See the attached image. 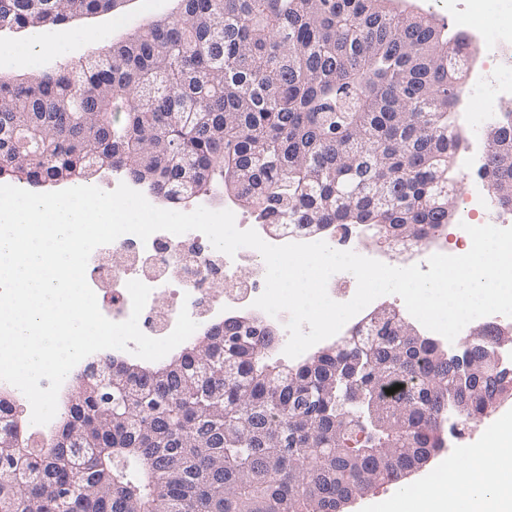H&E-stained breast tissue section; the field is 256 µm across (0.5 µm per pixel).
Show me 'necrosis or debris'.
<instances>
[{"instance_id":"4bbe7bcc","label":"necrosis or debris","mask_w":512,"mask_h":512,"mask_svg":"<svg viewBox=\"0 0 512 512\" xmlns=\"http://www.w3.org/2000/svg\"><path fill=\"white\" fill-rule=\"evenodd\" d=\"M468 80L471 86L482 88L485 97L484 111L469 115L471 126L496 119L502 105L512 103L511 79L493 81L484 69L474 68L470 70ZM199 238L200 234L196 231L182 235L159 231L145 242L132 234L119 237L117 243L128 257L124 267L115 270L101 266L96 270L100 282L114 285L113 321H125L131 314V298L126 284L133 279L148 285L155 295L166 287H199L214 276L221 277L224 283V304L211 306L208 313L198 312V301L193 297L188 298L186 305L176 304L162 313L142 311L139 327L144 334L156 339L166 337L173 331L181 308H189L191 318L204 327L221 317L224 305L254 302L265 287L266 266L261 254L252 248H242L230 257L213 247L201 245ZM245 265L253 269V276L248 280L237 276L238 269Z\"/></svg>"}]
</instances>
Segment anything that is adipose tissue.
<instances>
[{
  "instance_id": "ef3b65f1",
  "label": "adipose tissue",
  "mask_w": 512,
  "mask_h": 512,
  "mask_svg": "<svg viewBox=\"0 0 512 512\" xmlns=\"http://www.w3.org/2000/svg\"><path fill=\"white\" fill-rule=\"evenodd\" d=\"M84 38L82 32H60L48 42L33 35L15 58L17 67L33 70L45 54L66 55ZM512 481V411L493 416L482 441L467 449L448 480L412 483L391 498L371 502V512H512V495L501 492Z\"/></svg>"
}]
</instances>
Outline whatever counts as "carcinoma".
<instances>
[{"instance_id": "cac0c4a2", "label": "carcinoma", "mask_w": 512, "mask_h": 512, "mask_svg": "<svg viewBox=\"0 0 512 512\" xmlns=\"http://www.w3.org/2000/svg\"><path fill=\"white\" fill-rule=\"evenodd\" d=\"M117 0H0V29L39 31L108 13ZM467 35L394 0H180V11L77 70L0 81V176L82 185L109 166L180 203L222 194L277 229L369 227L379 244H418L452 218L461 134L453 117L472 51ZM512 109L486 130L480 168L512 209ZM23 129L33 154L16 150ZM403 318L391 308L369 344L349 337L298 365L271 357L268 325H214L155 366L104 355L146 398L129 411L86 387L59 432L29 450L0 399V512H336L361 479L395 481L443 447L438 419L495 411L440 399L455 369L431 339L389 362ZM378 393L385 430L361 433L343 363ZM400 384L392 394L387 390Z\"/></svg>"}]
</instances>
